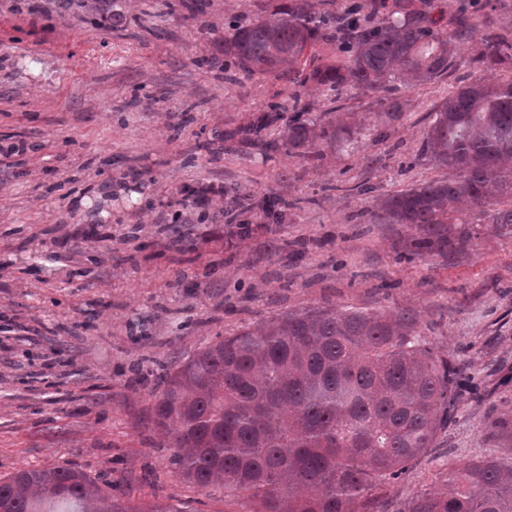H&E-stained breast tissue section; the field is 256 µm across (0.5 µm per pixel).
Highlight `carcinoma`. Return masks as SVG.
Listing matches in <instances>:
<instances>
[{"label": "carcinoma", "instance_id": "obj_1", "mask_svg": "<svg viewBox=\"0 0 512 512\" xmlns=\"http://www.w3.org/2000/svg\"><path fill=\"white\" fill-rule=\"evenodd\" d=\"M325 2L278 0L269 18L224 41V55L247 77L275 72L316 83L333 103L362 90L391 120L403 108L392 96L397 86L447 72L461 58L464 31L476 26L470 0H361L351 18ZM443 24L452 31L441 32ZM333 40L347 56L324 62L315 49ZM472 61L512 65V38L487 34ZM289 99L283 138L301 155L317 159L358 134L343 118L310 125L300 94ZM282 118L262 116L224 140L252 143ZM423 148L454 176L388 196L376 214L382 224L415 228L412 256L462 248L470 224L512 226V79L479 78L449 93ZM459 376L408 311L311 307L203 346L159 378L153 410L172 434L170 463L202 491L242 495L252 512H387L385 485L455 421L465 401ZM487 434L507 454L448 464L447 491H417L400 512H512V417L491 420ZM112 490L73 467L19 469L0 478V512H182L122 504Z\"/></svg>", "mask_w": 512, "mask_h": 512}]
</instances>
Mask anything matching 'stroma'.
I'll list each match as a JSON object with an SVG mask.
<instances>
[{"label": "stroma", "mask_w": 512, "mask_h": 512, "mask_svg": "<svg viewBox=\"0 0 512 512\" xmlns=\"http://www.w3.org/2000/svg\"><path fill=\"white\" fill-rule=\"evenodd\" d=\"M0 0V477L63 465L116 483L121 499L239 512L174 473L153 421L155 375L215 336L309 307L408 309L474 387L439 448L388 487L390 512L444 489L449 462L500 453L486 434L512 414V227L475 224L464 251L407 260L414 229L377 224L379 199L444 179L421 154L434 108L477 77L461 63L399 87L384 122L370 97L343 101L362 128L350 148L310 160L226 146L224 132L293 89L224 66L232 22L263 0ZM219 188L207 204L190 188ZM289 202L228 234L234 194ZM111 196L110 220L83 198Z\"/></svg>", "instance_id": "stroma-1"}]
</instances>
